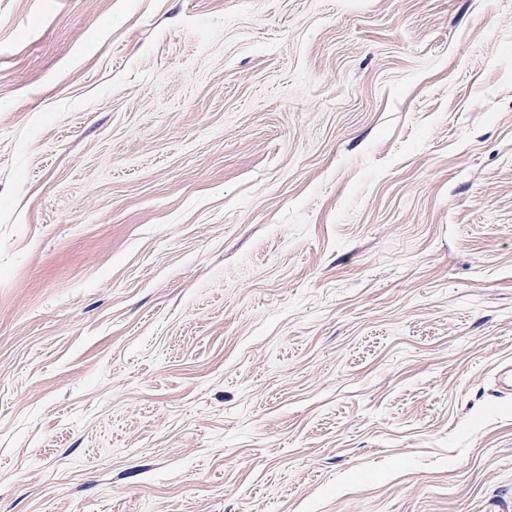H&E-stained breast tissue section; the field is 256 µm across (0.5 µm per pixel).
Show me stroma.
Wrapping results in <instances>:
<instances>
[{"mask_svg":"<svg viewBox=\"0 0 512 512\" xmlns=\"http://www.w3.org/2000/svg\"><path fill=\"white\" fill-rule=\"evenodd\" d=\"M512 0H0V512H512Z\"/></svg>","mask_w":512,"mask_h":512,"instance_id":"obj_1","label":"stroma"}]
</instances>
